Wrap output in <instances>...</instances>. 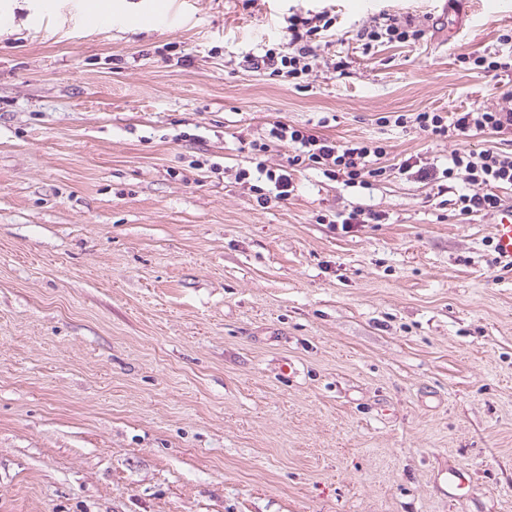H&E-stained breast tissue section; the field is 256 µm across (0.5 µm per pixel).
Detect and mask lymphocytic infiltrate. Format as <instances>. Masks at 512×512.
<instances>
[{
    "label": "lymphocytic infiltrate",
    "mask_w": 512,
    "mask_h": 512,
    "mask_svg": "<svg viewBox=\"0 0 512 512\" xmlns=\"http://www.w3.org/2000/svg\"><path fill=\"white\" fill-rule=\"evenodd\" d=\"M286 22L282 40L244 55L243 61L249 69L268 73L296 88L318 67L333 74L346 72L347 58L328 60L321 54L322 42L331 37L336 25L334 16L325 11L294 12ZM424 36V29L412 18L385 11L356 31V41L366 54L385 45H413ZM500 43L498 49L468 57V70L498 81L512 76V34L501 35ZM378 122L401 128L412 126L436 140L483 132L498 136L502 145L494 150L465 149L443 160L416 154L401 160L397 169L407 178L435 183L439 194L451 196L454 210L461 215L488 216L504 206L503 193L512 190L511 93H503L501 102L491 107L473 105L460 112H388ZM273 142L287 144L292 150L286 164L275 169L267 167L263 160ZM249 148L252 165L238 169L235 180L253 193L257 205L264 209L287 201L297 189V173L303 171H317L347 187L368 186L371 179L386 172L380 164L386 154L381 143H340L308 127L281 121L272 123L265 134L250 140Z\"/></svg>",
    "instance_id": "obj_1"
}]
</instances>
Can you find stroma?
I'll return each mask as SVG.
<instances>
[{
    "label": "stroma",
    "mask_w": 512,
    "mask_h": 512,
    "mask_svg": "<svg viewBox=\"0 0 512 512\" xmlns=\"http://www.w3.org/2000/svg\"><path fill=\"white\" fill-rule=\"evenodd\" d=\"M92 3L0 0V512H512V269L393 169L497 139L376 122L497 103L460 58L512 11L469 0L441 40L434 0ZM292 9L336 16L345 75L244 66ZM381 10L425 38L362 55ZM275 121L383 143L385 179L257 207L234 176ZM356 204L383 222L317 221Z\"/></svg>",
    "instance_id": "1"
}]
</instances>
